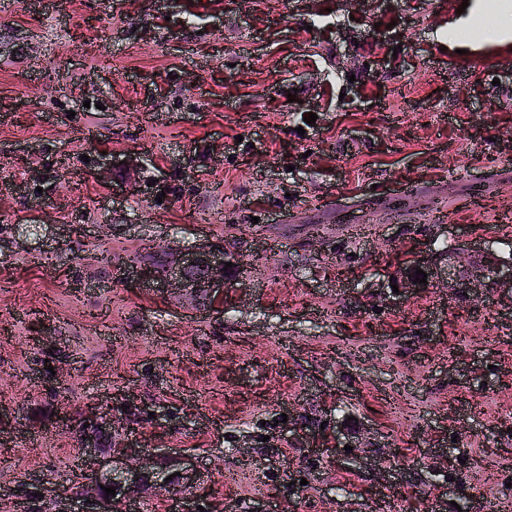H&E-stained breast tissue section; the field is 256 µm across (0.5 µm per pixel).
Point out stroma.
<instances>
[{"label":"stroma","mask_w":512,"mask_h":512,"mask_svg":"<svg viewBox=\"0 0 512 512\" xmlns=\"http://www.w3.org/2000/svg\"><path fill=\"white\" fill-rule=\"evenodd\" d=\"M462 2L0 0V512L77 487L105 400L205 512H504L512 307L384 289L505 250L512 68ZM208 240L222 313L119 278Z\"/></svg>","instance_id":"stroma-1"}]
</instances>
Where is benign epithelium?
<instances>
[{"label": "benign epithelium", "mask_w": 512, "mask_h": 512, "mask_svg": "<svg viewBox=\"0 0 512 512\" xmlns=\"http://www.w3.org/2000/svg\"><path fill=\"white\" fill-rule=\"evenodd\" d=\"M475 256L466 250L452 249L448 252L446 263L440 267L431 266L429 260L422 258L415 264L429 271L427 284L415 282V276L401 271L395 280L399 288L424 289L439 281L448 289L458 287L469 298H478L488 291H495L499 297L512 303V262L498 260L490 270L459 280L460 271L468 268ZM230 258L219 245L203 244L186 251L174 264L167 275L161 276L155 268L146 266L140 269V278L147 285H155L162 292H172L178 300L196 301L207 297L218 309L224 302V288L228 287V268L225 263ZM196 265L205 273L196 277L185 275V269ZM81 422L85 428L81 448L91 457L92 484L87 491L71 497L75 507L61 508L57 512H114V499L106 495L104 488H116L120 500L136 512L142 491L147 490L155 497L172 501L183 495L197 478V469L189 459H159L149 463L138 461L139 453L131 445L122 441L123 432L119 430L118 419L110 410H89L82 414ZM112 437V448L101 447V437ZM172 480H167V477Z\"/></svg>", "instance_id": "obj_1"}]
</instances>
